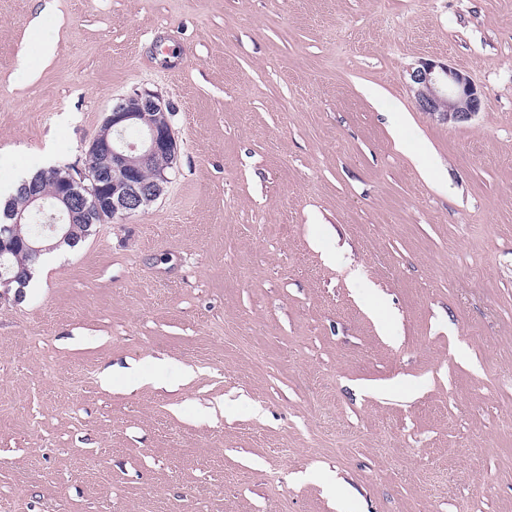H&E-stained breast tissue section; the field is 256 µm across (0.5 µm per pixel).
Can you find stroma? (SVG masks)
I'll use <instances>...</instances> for the list:
<instances>
[{
    "instance_id": "35a3bbf8",
    "label": "stroma",
    "mask_w": 512,
    "mask_h": 512,
    "mask_svg": "<svg viewBox=\"0 0 512 512\" xmlns=\"http://www.w3.org/2000/svg\"><path fill=\"white\" fill-rule=\"evenodd\" d=\"M135 92L162 195L0 299V512H512V0H0V197ZM410 79L419 109L436 121L465 123L484 108L483 94L468 77L448 65L421 61Z\"/></svg>"
}]
</instances>
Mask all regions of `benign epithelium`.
Listing matches in <instances>:
<instances>
[{
  "label": "benign epithelium",
  "instance_id": "1",
  "mask_svg": "<svg viewBox=\"0 0 512 512\" xmlns=\"http://www.w3.org/2000/svg\"><path fill=\"white\" fill-rule=\"evenodd\" d=\"M411 89L419 109L432 119L457 125L470 121L484 108L483 94L462 73L433 61H423L410 74ZM167 106L150 93H133L112 104L104 125L113 131L108 140L95 137L84 149L83 168L69 175L60 169L45 172L43 179L56 186L55 201L48 203L39 184L27 186L22 195L7 206L11 224L0 226V261L14 248L15 225L24 224L31 213L41 212L49 232L67 238L68 224L82 217L92 224L123 223L138 215L143 201L157 200L168 183L160 170L150 181L141 173L160 156L170 165L178 162L179 150L169 121L161 119ZM23 275H0V297L21 295Z\"/></svg>",
  "mask_w": 512,
  "mask_h": 512
}]
</instances>
